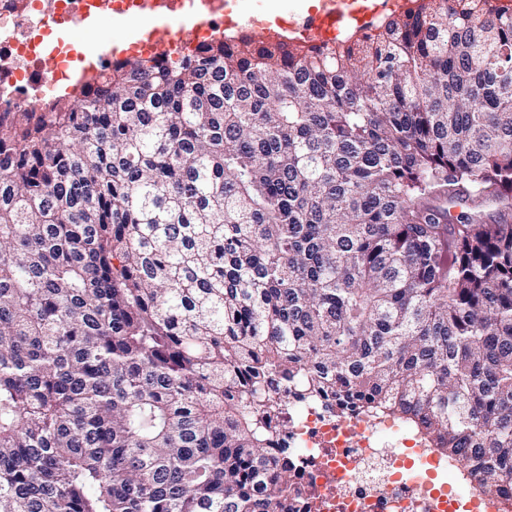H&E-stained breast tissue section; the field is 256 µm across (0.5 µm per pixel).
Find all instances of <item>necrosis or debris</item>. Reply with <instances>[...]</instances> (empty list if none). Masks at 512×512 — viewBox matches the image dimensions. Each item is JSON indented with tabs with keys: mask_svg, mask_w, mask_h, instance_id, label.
<instances>
[{
	"mask_svg": "<svg viewBox=\"0 0 512 512\" xmlns=\"http://www.w3.org/2000/svg\"><path fill=\"white\" fill-rule=\"evenodd\" d=\"M239 0H193L208 11L209 32L188 19L175 37L198 44L233 27ZM139 0H0V113L34 110L69 79L74 53L62 32L82 28L102 8L138 18ZM294 464L287 512H484L476 486L454 482L455 465L407 420L339 414L322 401H291L284 416Z\"/></svg>",
	"mask_w": 512,
	"mask_h": 512,
	"instance_id": "necrosis-or-debris-1",
	"label": "necrosis or debris"
}]
</instances>
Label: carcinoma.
<instances>
[{
  "mask_svg": "<svg viewBox=\"0 0 512 512\" xmlns=\"http://www.w3.org/2000/svg\"><path fill=\"white\" fill-rule=\"evenodd\" d=\"M291 387L512 481V0L0 121V512H278Z\"/></svg>",
  "mask_w": 512,
  "mask_h": 512,
  "instance_id": "obj_1",
  "label": "carcinoma"
}]
</instances>
